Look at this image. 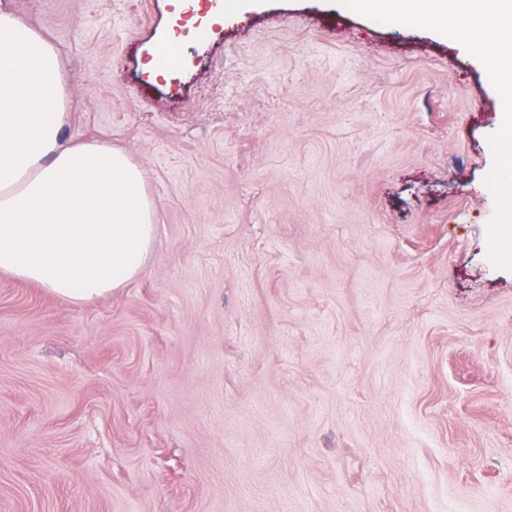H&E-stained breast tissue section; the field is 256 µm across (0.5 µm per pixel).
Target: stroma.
<instances>
[{"instance_id": "stroma-1", "label": "stroma", "mask_w": 512, "mask_h": 512, "mask_svg": "<svg viewBox=\"0 0 512 512\" xmlns=\"http://www.w3.org/2000/svg\"><path fill=\"white\" fill-rule=\"evenodd\" d=\"M157 227L73 304L0 273V512H512L491 70L430 26L261 0H0ZM179 68L152 81L160 40ZM258 0H227L221 5H212L208 9L206 15L202 17V22L198 31H203L206 27H210L215 23L224 21V13L227 11H240L244 9L254 8Z\"/></svg>"}]
</instances>
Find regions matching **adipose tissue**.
<instances>
[{
    "mask_svg": "<svg viewBox=\"0 0 512 512\" xmlns=\"http://www.w3.org/2000/svg\"><path fill=\"white\" fill-rule=\"evenodd\" d=\"M377 21L455 30L483 56L512 132V0H343ZM70 99L55 45L0 10V272L73 303L143 270L156 227L142 171L105 142L65 135Z\"/></svg>",
    "mask_w": 512,
    "mask_h": 512,
    "instance_id": "obj_1",
    "label": "adipose tissue"
}]
</instances>
